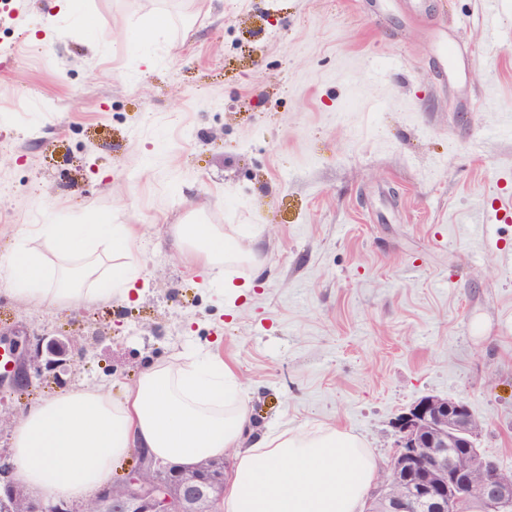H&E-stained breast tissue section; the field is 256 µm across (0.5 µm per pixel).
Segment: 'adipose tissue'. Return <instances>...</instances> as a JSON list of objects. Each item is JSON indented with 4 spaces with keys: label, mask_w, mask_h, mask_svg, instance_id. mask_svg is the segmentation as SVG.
Listing matches in <instances>:
<instances>
[{
    "label": "adipose tissue",
    "mask_w": 512,
    "mask_h": 512,
    "mask_svg": "<svg viewBox=\"0 0 512 512\" xmlns=\"http://www.w3.org/2000/svg\"><path fill=\"white\" fill-rule=\"evenodd\" d=\"M174 246L205 275L260 264L215 224H183ZM145 275L129 224H32L0 256V294L29 303L128 297ZM238 375L213 353L146 367L122 399L103 386L67 389L24 411L11 433L14 481L45 500L89 503L115 461L146 451L165 465L232 460L221 512H360L378 464L359 437L330 425L263 433L250 426Z\"/></svg>",
    "instance_id": "ef3b65f1"
}]
</instances>
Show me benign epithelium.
<instances>
[{
    "label": "benign epithelium",
    "instance_id": "benign-epithelium-1",
    "mask_svg": "<svg viewBox=\"0 0 512 512\" xmlns=\"http://www.w3.org/2000/svg\"><path fill=\"white\" fill-rule=\"evenodd\" d=\"M69 343L37 339L46 366L66 364ZM397 451L367 498L364 512H466L479 500L484 512H512V470L484 455L481 423L463 400L431 395L394 422ZM124 480L111 482L82 512H214L224 495V465L214 459L192 469L156 468L145 453ZM60 500L24 496L12 466L0 456V512H68Z\"/></svg>",
    "mask_w": 512,
    "mask_h": 512
}]
</instances>
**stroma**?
<instances>
[{
    "label": "stroma",
    "mask_w": 512,
    "mask_h": 512,
    "mask_svg": "<svg viewBox=\"0 0 512 512\" xmlns=\"http://www.w3.org/2000/svg\"><path fill=\"white\" fill-rule=\"evenodd\" d=\"M422 3L83 0L44 45L49 0H0V254L49 213L134 225L147 266L105 304L0 295V344L71 343L0 387L1 454L29 406L120 398L203 349L254 430L332 424L383 467L402 413L458 397L512 468V0ZM177 224L261 229L262 263L231 268L243 295L184 266Z\"/></svg>",
    "instance_id": "1"
}]
</instances>
